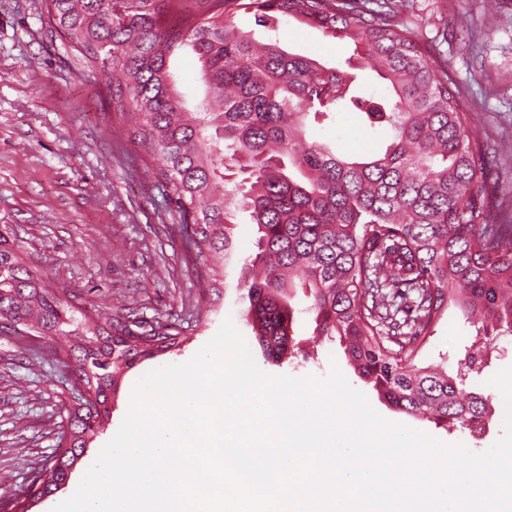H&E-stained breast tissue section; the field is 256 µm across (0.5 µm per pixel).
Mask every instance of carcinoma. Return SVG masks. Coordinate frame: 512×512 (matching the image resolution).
I'll use <instances>...</instances> for the list:
<instances>
[{"label": "carcinoma", "mask_w": 512, "mask_h": 512, "mask_svg": "<svg viewBox=\"0 0 512 512\" xmlns=\"http://www.w3.org/2000/svg\"><path fill=\"white\" fill-rule=\"evenodd\" d=\"M181 0H44L50 33L103 74L112 107L143 126L128 135L148 144L153 176L202 259L199 279L223 285L235 257L237 210L257 226V252L238 286L246 319L267 362L310 354L291 334L297 288L320 336L339 340L348 363L378 395L414 417L473 430L489 397L467 390L494 340L512 335V224L488 220L487 152L461 104L460 88L432 53L401 0H202L179 30L166 25ZM293 19L353 46L389 94L370 105V122L393 132L385 150L365 158L302 140L352 106L355 75L340 66L257 44L235 16ZM188 46L214 100L186 112L168 60ZM486 192L485 211L472 202ZM473 320L475 336L457 370L415 360L449 305ZM73 336L50 355L73 367L84 398L69 414L68 446L29 487L39 501L63 485L105 419L109 394L142 358L179 352L190 340L180 324L137 317L100 323L67 289H54L0 233V327Z\"/></svg>", "instance_id": "obj_1"}]
</instances>
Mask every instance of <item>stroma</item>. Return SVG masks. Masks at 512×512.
Segmentation results:
<instances>
[{
  "instance_id": "stroma-1",
  "label": "stroma",
  "mask_w": 512,
  "mask_h": 512,
  "mask_svg": "<svg viewBox=\"0 0 512 512\" xmlns=\"http://www.w3.org/2000/svg\"><path fill=\"white\" fill-rule=\"evenodd\" d=\"M404 4L417 15L433 54L464 95L472 127L487 145L488 188L500 203L496 219L512 223V0ZM234 22L255 40L274 37L285 50L324 62L342 65L352 54L344 41L290 19L273 29L258 15L241 12ZM169 65L186 108L202 111L209 89L194 53L181 48ZM137 121L133 112L114 111L103 75L49 33L42 0H0V229L16 241L28 264L40 267L80 305L93 308L100 320L132 312L153 323L179 320L195 326L180 354L140 360L124 376L104 431L67 483L30 512H51L76 490L118 431L144 374L187 362L228 319L267 375L324 379L336 368L387 421L475 452L502 435L504 401L487 381L512 365V336L495 340L489 366L471 378V390L491 398L488 427L478 437L393 408L358 377L339 343L311 342V316L298 318L295 334L306 340L313 361L280 367L266 362L244 317L247 304L236 288L239 265L229 268L228 286L218 292L193 275L198 258L164 211L162 189L153 176L157 162L147 145L127 139ZM391 136L387 124H369L354 112L337 113L335 121L307 130L308 140L333 143L349 156L375 153ZM473 332L466 317L449 308L417 364L443 360L455 368ZM52 343V337L36 333L0 334V512H14L32 473L60 453L74 376L48 356Z\"/></svg>"
}]
</instances>
